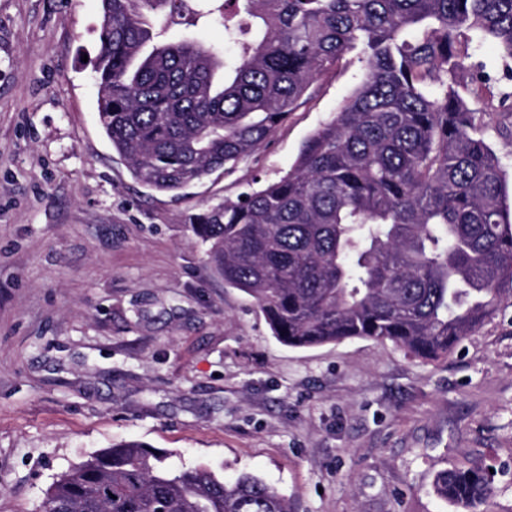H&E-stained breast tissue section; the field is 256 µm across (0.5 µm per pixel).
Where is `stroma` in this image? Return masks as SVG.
<instances>
[{
	"label": "stroma",
	"mask_w": 512,
	"mask_h": 512,
	"mask_svg": "<svg viewBox=\"0 0 512 512\" xmlns=\"http://www.w3.org/2000/svg\"><path fill=\"white\" fill-rule=\"evenodd\" d=\"M101 0H0V512L137 440L292 512H457L436 475L479 466L512 512V300L447 360L388 341L281 344L190 229L278 180L360 82L318 80L252 156L178 193L136 182L98 123ZM512 86L494 41L470 60Z\"/></svg>",
	"instance_id": "1"
}]
</instances>
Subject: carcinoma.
Returning a JSON list of instances; mask_svg holds the SVG:
<instances>
[{
    "mask_svg": "<svg viewBox=\"0 0 512 512\" xmlns=\"http://www.w3.org/2000/svg\"><path fill=\"white\" fill-rule=\"evenodd\" d=\"M93 64L102 132L133 178L176 192L255 153L311 85L352 61L363 79L279 180L192 225L224 283L273 336L307 348L389 341L435 362L512 298V156L460 91L473 38L512 60V0H101ZM224 28V45L195 36ZM181 26V38H169ZM499 131L512 135V90ZM466 509L478 466L437 474ZM43 512H290L250 474L122 441L49 487Z\"/></svg>",
    "mask_w": 512,
    "mask_h": 512,
    "instance_id": "1",
    "label": "carcinoma"
}]
</instances>
